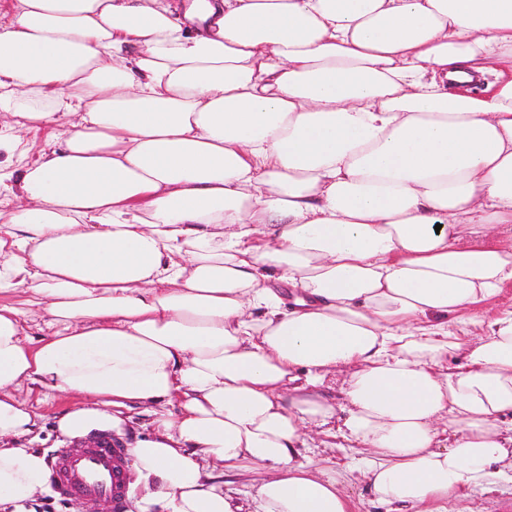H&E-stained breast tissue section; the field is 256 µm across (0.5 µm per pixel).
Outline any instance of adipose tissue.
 <instances>
[{
	"mask_svg": "<svg viewBox=\"0 0 512 512\" xmlns=\"http://www.w3.org/2000/svg\"><path fill=\"white\" fill-rule=\"evenodd\" d=\"M0 152V505L25 385L143 409L139 512H350L316 448L387 512L512 486V0H12Z\"/></svg>",
	"mask_w": 512,
	"mask_h": 512,
	"instance_id": "adipose-tissue-1",
	"label": "adipose tissue"
}]
</instances>
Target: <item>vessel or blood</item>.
Listing matches in <instances>:
<instances>
[{"label": "vessel or blood", "mask_w": 512, "mask_h": 512, "mask_svg": "<svg viewBox=\"0 0 512 512\" xmlns=\"http://www.w3.org/2000/svg\"><path fill=\"white\" fill-rule=\"evenodd\" d=\"M119 448L106 444L86 454L66 458L60 485L71 499L106 497L112 512H121L126 473L118 464Z\"/></svg>", "instance_id": "obj_1"}]
</instances>
